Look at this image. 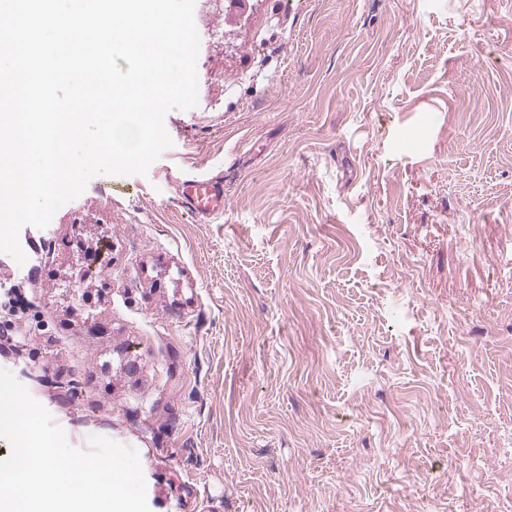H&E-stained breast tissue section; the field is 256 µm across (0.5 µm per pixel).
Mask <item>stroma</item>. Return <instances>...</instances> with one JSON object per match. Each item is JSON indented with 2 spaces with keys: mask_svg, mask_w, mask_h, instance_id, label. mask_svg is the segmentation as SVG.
<instances>
[{
  "mask_svg": "<svg viewBox=\"0 0 512 512\" xmlns=\"http://www.w3.org/2000/svg\"><path fill=\"white\" fill-rule=\"evenodd\" d=\"M197 72L147 174L0 264V368L150 512H512V0H248ZM182 204L197 216L210 218L224 212V186L213 179L185 180L178 186Z\"/></svg>",
  "mask_w": 512,
  "mask_h": 512,
  "instance_id": "35a3bbf8",
  "label": "stroma"
}]
</instances>
